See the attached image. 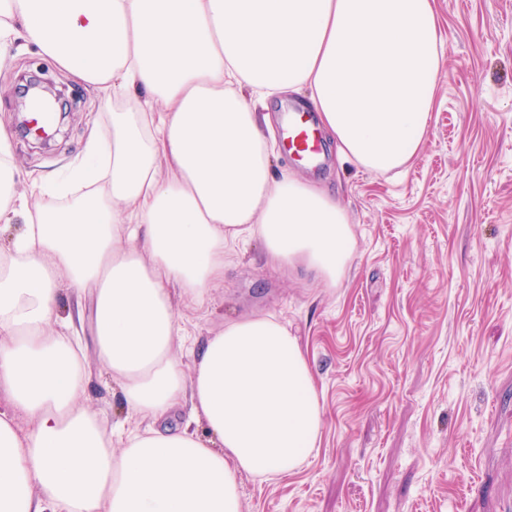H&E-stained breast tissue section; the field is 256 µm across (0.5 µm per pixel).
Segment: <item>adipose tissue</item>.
Masks as SVG:
<instances>
[{
  "mask_svg": "<svg viewBox=\"0 0 512 512\" xmlns=\"http://www.w3.org/2000/svg\"><path fill=\"white\" fill-rule=\"evenodd\" d=\"M21 38L112 104L72 165L70 202L19 188L0 124V512H243V477L278 478L322 444L298 337L231 320L184 371L175 303L201 306L224 252L333 286L353 241L325 189L274 175L268 101L302 96L340 159L376 173L417 156L443 41L436 0H0V69ZM90 304L95 357L132 430L84 405L86 352L60 318ZM192 426L168 427L181 406ZM120 451H113V442Z\"/></svg>",
  "mask_w": 512,
  "mask_h": 512,
  "instance_id": "obj_1",
  "label": "adipose tissue"
}]
</instances>
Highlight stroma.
I'll use <instances>...</instances> for the list:
<instances>
[{
	"label": "stroma",
	"mask_w": 512,
	"mask_h": 512,
	"mask_svg": "<svg viewBox=\"0 0 512 512\" xmlns=\"http://www.w3.org/2000/svg\"><path fill=\"white\" fill-rule=\"evenodd\" d=\"M444 59L421 149L399 175L340 162L288 170L347 209L355 251L333 288L267 267L259 241L228 256L203 307L179 305L184 366L225 321L272 314L297 336L323 406L322 444L272 481L242 482L244 512H512V0H436ZM0 120L17 86L65 93L47 145L13 137L21 173L78 160L112 107L35 47L10 44Z\"/></svg>",
	"instance_id": "obj_1"
}]
</instances>
